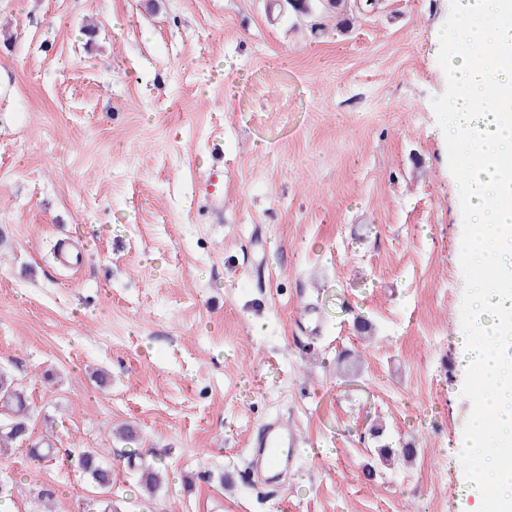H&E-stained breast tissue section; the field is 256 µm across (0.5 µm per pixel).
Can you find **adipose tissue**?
Wrapping results in <instances>:
<instances>
[{"mask_svg":"<svg viewBox=\"0 0 512 512\" xmlns=\"http://www.w3.org/2000/svg\"><path fill=\"white\" fill-rule=\"evenodd\" d=\"M457 14L458 92L442 124L470 158L465 247L477 275L459 361L480 401L456 453L469 475V512H512V0H458Z\"/></svg>","mask_w":512,"mask_h":512,"instance_id":"obj_1","label":"adipose tissue"}]
</instances>
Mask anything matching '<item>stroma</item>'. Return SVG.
Instances as JSON below:
<instances>
[{
    "instance_id": "35a3bbf8",
    "label": "stroma",
    "mask_w": 512,
    "mask_h": 512,
    "mask_svg": "<svg viewBox=\"0 0 512 512\" xmlns=\"http://www.w3.org/2000/svg\"><path fill=\"white\" fill-rule=\"evenodd\" d=\"M319 20L274 0H0V370L32 409L0 453L7 512L42 486L85 512L102 491L66 459L90 448L117 512H465L455 0ZM350 349L358 369L337 367ZM277 418L299 448L270 484L252 448ZM377 422L411 464L378 466ZM121 423L168 473L154 497ZM48 431L58 457L34 463ZM206 192L214 209L219 212L224 203V167L211 168L207 174Z\"/></svg>"
}]
</instances>
